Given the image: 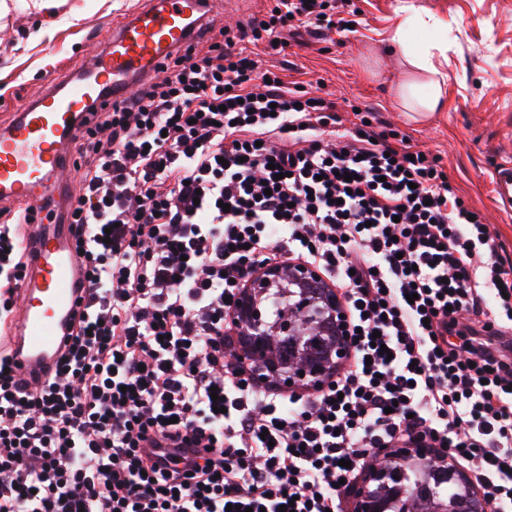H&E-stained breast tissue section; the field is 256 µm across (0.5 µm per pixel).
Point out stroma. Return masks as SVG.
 I'll use <instances>...</instances> for the list:
<instances>
[{
  "instance_id": "35a3bbf8",
  "label": "stroma",
  "mask_w": 512,
  "mask_h": 512,
  "mask_svg": "<svg viewBox=\"0 0 512 512\" xmlns=\"http://www.w3.org/2000/svg\"><path fill=\"white\" fill-rule=\"evenodd\" d=\"M7 0L0 17V122L38 90L47 71L78 68L101 24L120 19L137 0ZM353 32L301 37L262 68L289 83H320L343 111L369 112L381 128L409 135L432 152L460 194L499 231L512 255V205L496 197L494 173L512 153V0H350ZM426 42L431 61L447 78L443 107L430 117L409 111L399 88L426 82L406 64L397 40Z\"/></svg>"
}]
</instances>
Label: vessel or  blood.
<instances>
[{
    "mask_svg": "<svg viewBox=\"0 0 512 512\" xmlns=\"http://www.w3.org/2000/svg\"><path fill=\"white\" fill-rule=\"evenodd\" d=\"M214 0H140L112 24L81 70L47 73L37 95L0 124V207L20 211L26 268L20 304L0 343L25 379L51 373L83 273L70 234L71 172L94 112L121 106L177 52L198 40ZM499 198L512 203V158L495 170Z\"/></svg>",
    "mask_w": 512,
    "mask_h": 512,
    "instance_id": "b4317fda",
    "label": "vessel or blood"
}]
</instances>
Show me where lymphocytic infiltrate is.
Listing matches in <instances>:
<instances>
[{"label":"lymphocytic infiltrate","instance_id":"f902f5d3","mask_svg":"<svg viewBox=\"0 0 512 512\" xmlns=\"http://www.w3.org/2000/svg\"><path fill=\"white\" fill-rule=\"evenodd\" d=\"M347 0L190 45L81 138L72 224L88 297L55 372L0 350V512H343L371 458L417 442L512 512V261L407 135L261 70L282 32L346 30ZM0 210V324L24 277ZM316 268L347 367L289 398L235 356L258 266Z\"/></svg>","mask_w":512,"mask_h":512}]
</instances>
